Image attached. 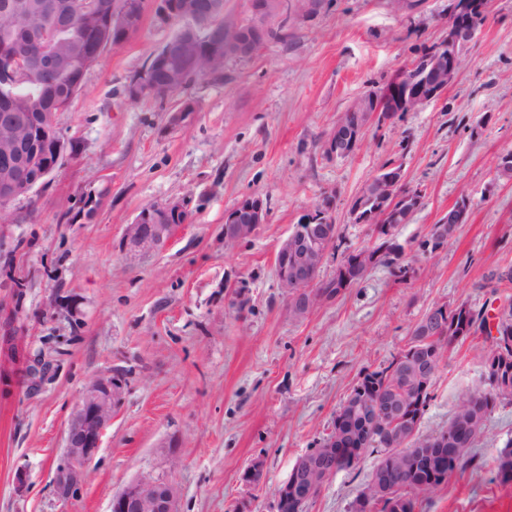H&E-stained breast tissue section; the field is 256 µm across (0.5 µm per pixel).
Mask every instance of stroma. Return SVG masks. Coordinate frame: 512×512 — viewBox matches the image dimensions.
<instances>
[{
	"label": "stroma",
	"mask_w": 512,
	"mask_h": 512,
	"mask_svg": "<svg viewBox=\"0 0 512 512\" xmlns=\"http://www.w3.org/2000/svg\"><path fill=\"white\" fill-rule=\"evenodd\" d=\"M458 81L441 99L369 128L348 159L325 155L337 117L446 34L448 0H323L288 24V40L230 59L224 78L195 81L196 111L173 120V99H127L128 77L172 33L146 10L139 33L106 48L56 120L73 144L32 198L0 220V340L47 354L52 371L0 385V512H109L140 474L173 479L178 512H276L275 489L296 459L320 447L363 370L397 355L414 324L440 304L494 314L512 288V180L497 178L512 149V0H491ZM403 158L422 203L395 231L406 277L373 269L335 300L294 316L276 276L277 252L324 193L344 245H371L349 205L387 160ZM469 217L441 252L423 248L461 192ZM256 194L268 216L248 240L224 242V211ZM187 212L167 248L129 252L124 232L150 204ZM478 334L450 347L420 433L446 427L481 384ZM128 381L81 496L62 504L53 475L65 426L85 385ZM512 444V403L480 440L477 469L422 495L417 512H512V482L494 459ZM262 460L265 480L243 474ZM333 476L305 512H350L373 466ZM25 472L27 487L14 476Z\"/></svg>",
	"instance_id": "obj_1"
}]
</instances>
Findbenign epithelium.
Masks as SVG:
<instances>
[{"label": "benign epithelium", "instance_id": "obj_1", "mask_svg": "<svg viewBox=\"0 0 512 512\" xmlns=\"http://www.w3.org/2000/svg\"><path fill=\"white\" fill-rule=\"evenodd\" d=\"M323 0H249L248 16L243 21L224 23L221 47L211 52L213 70L206 74L212 79L224 74V63L229 58L250 59L265 45L270 29L277 19L288 17V11L308 16L320 11ZM154 14L163 24L179 19L189 21L199 14L193 0H153ZM146 0H114L112 25L120 31V43L133 38L141 29ZM56 15V30L73 28L76 14L70 0H57L52 5ZM3 15L13 19L17 27H27L39 37L43 31L33 27V16L20 10H5ZM490 17V3L486 0H448V23L445 38L435 43L427 55L419 56L397 70L379 90L357 98L336 120L324 143V153L331 158L348 159L358 150L368 128L394 117L398 112H412L422 105L443 97L459 76L468 48L483 30ZM67 60L46 51L36 56L14 52L0 60V71L17 82H24L40 71L67 70ZM152 90L150 64L135 72L125 90ZM45 147L42 170L35 177L27 176L30 165L24 151L26 142L16 140L0 153V216L15 201L29 197L35 189L47 183L67 157V144L59 133L56 113H45V122L39 132ZM421 203L418 191L406 187L404 167L395 163L386 166L363 187L350 203V216L358 224H406ZM470 195L463 193L444 214L435 227L436 234L446 238L445 225L464 224L470 208ZM181 211L177 201L150 205L141 210L125 228V239L145 254L163 251L172 237L173 214ZM267 206L259 195H248L237 200L224 211V242L238 243L252 236L258 225L266 222ZM332 207L323 201L305 213L300 223L281 243L277 253V277L287 293L291 308L307 313L316 304L340 296L355 281L364 277L371 266L360 267L361 259L346 257L336 266L338 290L332 294L318 288L319 274L329 253V240L335 232ZM467 313L462 304L440 305L420 318L413 330L421 333H448V321ZM404 375L416 374L426 382L436 373V364L429 359L411 364L402 362ZM127 390L125 374L121 371L102 373L86 385L81 399L71 414L65 431L63 461L53 476L59 501L67 503L79 497L86 482V467L100 449L101 438L112 423L116 407ZM354 422L365 433L378 422L393 421L400 429L411 427L403 416L401 405L391 400L369 399L355 395L343 404L341 416L334 425V434L341 435L345 421ZM332 449L314 448L298 457L288 477L277 487V512H303L306 503L322 491L325 484L339 472L336 462L324 461V454ZM178 491L175 484L151 473H144L129 482L112 497L110 512H177Z\"/></svg>", "mask_w": 512, "mask_h": 512}]
</instances>
